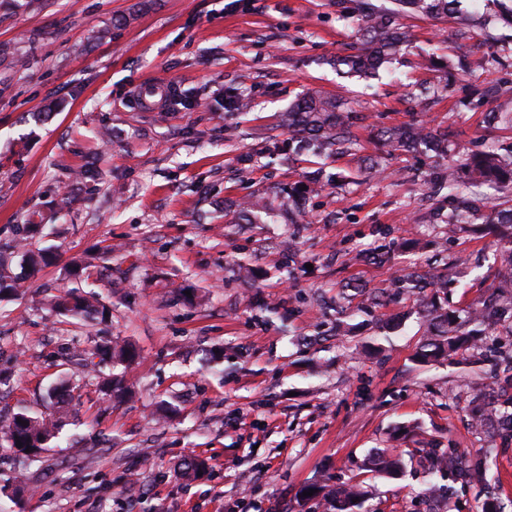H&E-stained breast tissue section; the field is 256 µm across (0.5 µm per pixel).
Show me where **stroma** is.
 <instances>
[{
	"label": "stroma",
	"mask_w": 512,
	"mask_h": 512,
	"mask_svg": "<svg viewBox=\"0 0 512 512\" xmlns=\"http://www.w3.org/2000/svg\"><path fill=\"white\" fill-rule=\"evenodd\" d=\"M362 0H16L0 10V246L25 238L53 262L0 299V421L74 387L65 424L35 459L0 446V512H328L305 487L358 483L373 512H512V448L470 414L512 393V371L422 366L426 329L397 275L459 261L440 302L465 309L498 281L496 239L452 224L428 179L470 150L512 153L483 128L512 86V26L485 35L499 0L445 19L400 15L408 36L376 78L342 72ZM174 86L169 116L138 104L144 79ZM365 116L351 150L293 155L280 116L305 89ZM242 95L248 110L234 109ZM451 132L445 159L382 147L407 122ZM322 171L309 223L274 210L237 223L233 203ZM70 205L54 211L62 194ZM43 221L39 233L26 224ZM106 315L55 314L66 288ZM348 317L353 329L337 332ZM129 344L93 369L72 349ZM123 377L106 396L98 374ZM489 452L486 481L446 496L422 451ZM399 455L404 474L368 461ZM204 459L195 479L187 458Z\"/></svg>",
	"instance_id": "35a3bbf8"
}]
</instances>
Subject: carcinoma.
<instances>
[{"label":"carcinoma","instance_id":"1","mask_svg":"<svg viewBox=\"0 0 512 512\" xmlns=\"http://www.w3.org/2000/svg\"><path fill=\"white\" fill-rule=\"evenodd\" d=\"M458 0H396V8L366 4L359 13L362 32L361 46L354 52L336 58V65L347 67L348 72L360 77L378 74L384 64L392 60L405 39V33L396 22L399 11L417 13L426 17L441 19L455 13ZM482 97L498 101L495 109L486 113L484 124L494 128L500 124L512 123V95L503 87H489L476 90ZM359 119L356 110L348 104L317 90L307 91L289 110L283 114L282 124L291 135V142L298 152L321 156L336 153L350 143V129ZM380 137L393 150L416 154L432 152L438 156L448 154L452 145L446 131H430L419 124H403L387 128ZM433 181L438 189L448 190V199L453 208L448 214L450 224H470L479 216L483 223L507 224L512 227V208H492L480 212L474 203L462 195L463 189H480L494 185L502 190L512 189V156L494 152L467 153L456 168H444L434 173ZM324 188L321 175L309 180L307 189L294 191L282 197L280 205L288 207L291 223L298 224L306 217L304 200ZM236 211L249 224H263L271 214L270 203L264 197L235 204ZM499 280L497 294L480 305L466 310H450L437 303L426 302L428 313L427 337L417 351V362L427 365L448 360L469 352L475 338L486 332L498 335H512V239L498 255ZM17 280L7 260H0V296L11 293ZM396 284L402 290L412 293L430 285L444 288L448 285V268L434 267L421 276L411 273L400 275ZM95 297L75 298L69 290L51 299L55 310H67L85 320L98 312ZM103 359L118 358L130 361L135 351L128 345L107 346L100 350ZM495 424L496 432L505 443H512V394L492 396L487 400L485 411L474 418L477 427ZM60 427L59 411L34 413L23 409L14 414L4 431L9 448L35 457L44 445L54 438ZM22 446H17V443ZM428 456L433 470L448 471V476L464 482H482L489 467L487 457L469 458L457 448H431ZM374 471L382 477H395L401 471L399 459L390 455L378 456ZM329 505L330 512H370L365 508L367 496L357 485L334 486L324 484L318 487Z\"/></svg>","mask_w":512,"mask_h":512}]
</instances>
